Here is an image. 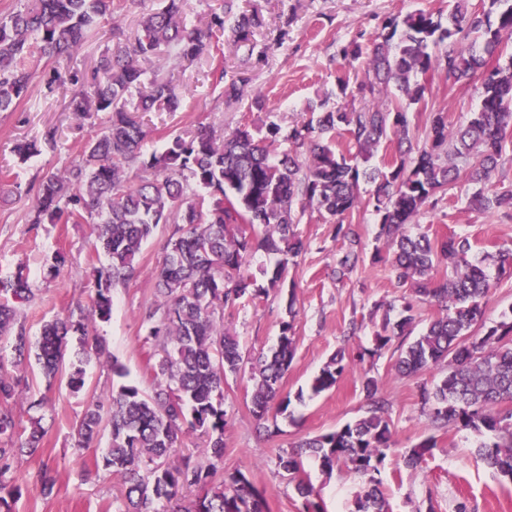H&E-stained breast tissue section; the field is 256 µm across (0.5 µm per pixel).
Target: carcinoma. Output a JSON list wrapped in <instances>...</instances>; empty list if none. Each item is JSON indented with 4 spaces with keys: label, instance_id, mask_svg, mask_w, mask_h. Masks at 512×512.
I'll return each instance as SVG.
<instances>
[{
    "label": "carcinoma",
    "instance_id": "carcinoma-1",
    "mask_svg": "<svg viewBox=\"0 0 512 512\" xmlns=\"http://www.w3.org/2000/svg\"><path fill=\"white\" fill-rule=\"evenodd\" d=\"M452 3L445 25L423 9L384 20L355 87L349 88V78L337 77L339 93L350 97L346 104L324 93L308 104L316 118L285 127L270 123L264 132L245 118L229 133L201 124L149 155L143 151L148 131L137 113L181 108L176 87L159 77L155 62L160 59L184 65L207 55L216 82L224 83L225 106L248 98V109L263 110L264 98L250 94L252 67L229 77L223 65L226 32L246 61H262L266 47L255 41L262 26L258 10L239 11L235 0H220L210 22L198 27L183 16V0H164L141 18L133 38L113 0H30L0 18V112L15 111L27 98L34 76L30 63L73 55L106 24L115 39L87 84L65 103L68 112L82 118L102 112L106 121L76 164L29 187L35 196L33 224L93 225V250L103 252L108 264L93 269L91 303L70 304L44 322L34 339L20 315L35 303L39 289L32 287L23 265L0 280V338L15 353L13 370L0 369V512H13L21 495L16 484L20 464L42 453L41 419L32 418L25 427L15 414L19 402L31 409L47 404L30 390L31 362L47 380L54 379L70 338L79 337L68 386L82 391L83 364L109 358L99 328L111 319L112 291L138 277L142 250L161 224L171 230L163 263L153 273L154 300L141 316L156 385L142 390L112 359V375L121 382L87 405L76 424V446L87 448L109 430L104 465L123 480L113 512H265L264 496L244 472H224V384L244 366L236 337L224 327V311L274 295L286 300L289 316L295 315V291L285 285L307 250L294 225L308 212L335 220L345 249L333 273L338 280L349 277L363 259L352 223L362 208L379 220L382 246L374 260L389 264L396 284L412 290L398 319L386 313L374 325L372 352L412 334L414 303L436 306L439 314L399 348L393 370L416 377L446 365L441 378L420 385L432 422L472 430L478 436L477 457L512 481V320L485 326L492 278L483 261L472 256L468 238L453 233L432 239L414 230L422 208L436 207L461 178L490 181L512 138V57L501 62L503 35H512V0H488L480 8L471 0ZM438 69L455 83L479 80L480 104L453 127L443 109L430 110L419 137L410 108L426 103L430 89L417 77ZM337 136L347 137L344 153L332 148ZM57 137V128L50 127L39 144L17 143L15 155L25 163L41 147L55 148ZM391 141L396 149L386 169L363 167ZM362 180L372 184L366 197ZM466 207L512 220V189L492 194L479 189L466 197ZM259 251L279 259L272 270L256 276L245 266ZM493 261L497 276H512V248L500 249ZM66 262V252L56 250L46 275L57 277ZM475 326L483 328L481 334H471ZM295 349L292 324L284 321L276 346L251 363V414L266 430L270 414L286 413L291 403L280 390ZM365 354L364 349L337 350L314 377L312 393L331 390ZM363 390L372 404L368 415L305 438L278 456L279 467L296 481L304 500L313 493L304 460L312 459L324 471L343 464L363 478L354 512H388L381 468L393 445L389 401L378 395L372 377H364ZM187 434L204 439L207 465L190 456L170 461ZM436 446L433 437L423 440L403 456L404 465L418 466ZM36 478L43 493L51 494L55 471L44 464ZM192 488L199 491L195 498L182 495Z\"/></svg>",
    "mask_w": 512,
    "mask_h": 512
}]
</instances>
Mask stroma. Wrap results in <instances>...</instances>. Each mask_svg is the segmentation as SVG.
Segmentation results:
<instances>
[{"instance_id":"obj_1","label":"stroma","mask_w":512,"mask_h":512,"mask_svg":"<svg viewBox=\"0 0 512 512\" xmlns=\"http://www.w3.org/2000/svg\"><path fill=\"white\" fill-rule=\"evenodd\" d=\"M242 9H258L262 25L256 31L258 44L268 45L265 63L253 70L252 89L265 99L263 111L243 113L229 109L222 98L223 88L210 74L208 60L189 66L163 65L164 77L173 80L183 95L182 110L175 114L148 112L143 116L151 134L145 152L162 150L172 134L211 124L224 129L235 127L241 116L255 125H287L299 120L309 101L317 94L336 88V78L360 77L359 67L343 60L340 50L360 34L373 33L389 16L415 9L447 13L448 0H238ZM107 30L92 34L72 57L39 69L30 94L13 112L0 113V171L11 169L16 182L0 180V277L17 264H28L30 276L42 293L41 301L24 308L22 316L31 334H38L44 320L63 312L69 303H89L93 270L105 265V256L95 254L88 224H44L32 228L29 210L33 196L30 184L45 175L62 173L76 162L92 134V123L64 111L63 103L96 64L108 44ZM430 102L444 108L449 123L476 110L480 98L476 84L461 85L448 80L444 71L427 73ZM58 130V148L18 164L13 145L20 140L39 138L47 127ZM467 182L449 188L443 205L425 209L419 225L432 237L458 234L468 237L473 253L482 257L498 248L512 247V220L494 214H478L465 208ZM364 247L363 261L350 278L336 280L332 271L343 242L335 226L318 213L305 215L297 232L309 248L291 272L296 283L297 314L288 318L283 302L243 303L225 314L224 323L235 334L244 354L255 355L276 345L283 320L293 322L296 342L292 365L282 382L283 393L293 395L290 417H278L275 436L258 434L249 411L252 385L247 374L229 378L224 386V467L246 472L266 493L270 512H300L302 499L294 481L279 467L283 450L306 437H313L365 416L370 402L361 387L363 376L377 380L381 394L389 398V418L396 445L387 453L382 471V491L389 512H512V481L496 475L473 454L476 436L468 430L439 429L432 425L419 396L421 381L442 374L434 369L424 378L396 376L393 350L365 358L345 374L330 391L314 396L309 392L314 376L342 345L350 349L372 347L370 317L379 305L400 307L409 288L397 287L384 263L372 255L377 246L378 219L369 211L352 219ZM169 225L162 224L142 252L143 273L128 286L115 288L112 317L100 327L111 359L128 370V379L143 390H152L154 373L148 366V348L140 314L154 292L152 271L161 264ZM64 250L68 263L53 280L45 279L44 263L53 251ZM363 328L351 341L343 330L350 321ZM109 361H90L85 387L72 392L66 374L46 381L39 371H31L33 393L45 396L40 412L46 431L41 456L22 462L16 482L21 495L13 512H112L113 498L123 491L119 477L103 466L109 446L108 433H101L90 447L75 445V425L91 398L112 390ZM435 437L436 448L418 468L404 466L403 457L427 437ZM57 474L52 495H44L34 474L41 464ZM317 502L325 512H351L362 478L345 465L332 472L321 471L316 462L306 464Z\"/></svg>"}]
</instances>
